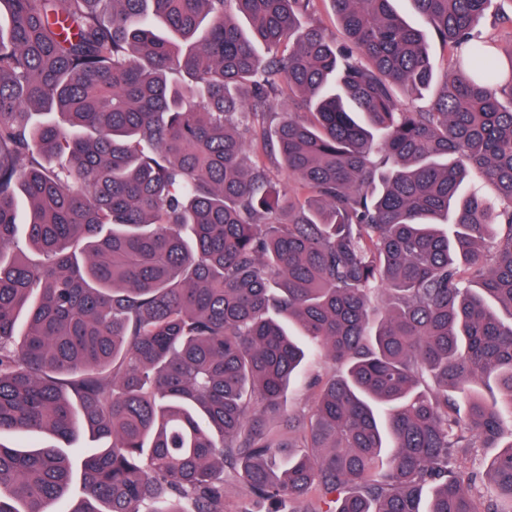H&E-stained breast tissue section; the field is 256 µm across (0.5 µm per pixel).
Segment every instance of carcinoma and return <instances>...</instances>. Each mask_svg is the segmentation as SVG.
Returning a JSON list of instances; mask_svg holds the SVG:
<instances>
[{
  "instance_id": "carcinoma-1",
  "label": "carcinoma",
  "mask_w": 512,
  "mask_h": 512,
  "mask_svg": "<svg viewBox=\"0 0 512 512\" xmlns=\"http://www.w3.org/2000/svg\"><path fill=\"white\" fill-rule=\"evenodd\" d=\"M395 2L0 0V512H512V54ZM330 365L324 364V362L314 357L310 360V366L308 374L300 382L290 387L287 394L288 410L294 413L300 409H303L311 400L313 390L310 389L309 381L310 377L314 374L327 370Z\"/></svg>"
}]
</instances>
